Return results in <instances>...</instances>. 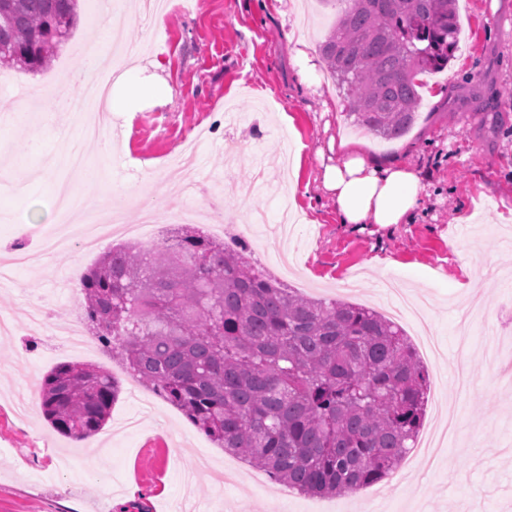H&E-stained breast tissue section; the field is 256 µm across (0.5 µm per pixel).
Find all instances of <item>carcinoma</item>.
<instances>
[{
	"label": "carcinoma",
	"instance_id": "carcinoma-1",
	"mask_svg": "<svg viewBox=\"0 0 512 512\" xmlns=\"http://www.w3.org/2000/svg\"><path fill=\"white\" fill-rule=\"evenodd\" d=\"M78 0H0V67L48 69ZM319 50L353 123L406 133L419 76L448 67L456 0H339ZM234 250L176 231L163 249L119 245L81 278L93 335L224 449L304 494L353 493L396 471L422 426L429 376L404 332L375 310L311 299ZM120 394L100 368L59 363L40 407L59 433L99 432Z\"/></svg>",
	"mask_w": 512,
	"mask_h": 512
}]
</instances>
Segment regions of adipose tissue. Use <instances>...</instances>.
I'll return each mask as SVG.
<instances>
[{
	"instance_id": "adipose-tissue-1",
	"label": "adipose tissue",
	"mask_w": 512,
	"mask_h": 512,
	"mask_svg": "<svg viewBox=\"0 0 512 512\" xmlns=\"http://www.w3.org/2000/svg\"><path fill=\"white\" fill-rule=\"evenodd\" d=\"M169 93L164 81L130 65L113 83L99 111L105 119L115 112H137ZM336 152L343 161L326 167L323 185L335 205L338 223L388 227L413 221L425 189L416 167L401 159L372 161L358 144L343 138L337 141Z\"/></svg>"
}]
</instances>
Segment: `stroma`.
<instances>
[{"instance_id": "stroma-1", "label": "stroma", "mask_w": 512, "mask_h": 512, "mask_svg": "<svg viewBox=\"0 0 512 512\" xmlns=\"http://www.w3.org/2000/svg\"><path fill=\"white\" fill-rule=\"evenodd\" d=\"M457 2V51L447 69L425 75L414 126L392 141L347 117L349 100L319 52L335 20L334 6L322 0H297L289 12L278 0H197L188 14L170 0L163 28L139 18L125 26L124 38L145 47L142 67L157 69L172 93L111 115L108 155L82 138L81 116L56 111L51 98L80 71L86 42L102 24L95 0H79L77 27L47 71L0 70V181L22 186L0 196V212L12 217L0 221V255L37 245L39 232L61 218L56 185L81 184L65 160L41 168L60 146L42 129L52 120L99 166L100 209H125L135 224L141 209L159 211L143 246L172 232L161 216L169 204L214 206L223 223L199 232L224 241L240 234L258 267L302 295L377 309L390 282L425 302L426 327L406 321L402 328L412 344L426 330L440 345V358L421 359L430 381L423 426L432 427L438 407L456 413L459 440L447 449L449 462L428 471L415 456L356 493L305 496L231 459L98 342L83 354L65 349L60 330L80 322L83 302L72 275L123 244L115 235L99 252H55L42 270L0 282V311L43 302L51 323L34 329L21 318L0 339V512H176L187 473L199 512H269L275 501L287 502L288 512H356L362 499L374 512H512V387L500 384L484 354L490 338L512 337V0ZM297 41L316 64L313 80L291 61ZM35 85L47 93L37 116L13 123L12 105ZM340 136L360 142L370 159L404 155L421 168L429 194L414 223L390 230L337 222L322 178L337 161L328 142ZM280 200L304 218L293 234L297 264L287 271L267 262L280 238L252 222ZM377 256L398 265L383 269ZM463 263L470 275L460 272ZM61 362L101 367L121 386L110 419L86 447L53 430L36 405L40 382ZM461 367L474 384L465 399L455 387ZM21 404L32 407L28 420L16 414ZM219 468L233 471L235 482L216 485L211 472ZM31 470L40 481L27 479Z\"/></svg>"}]
</instances>
